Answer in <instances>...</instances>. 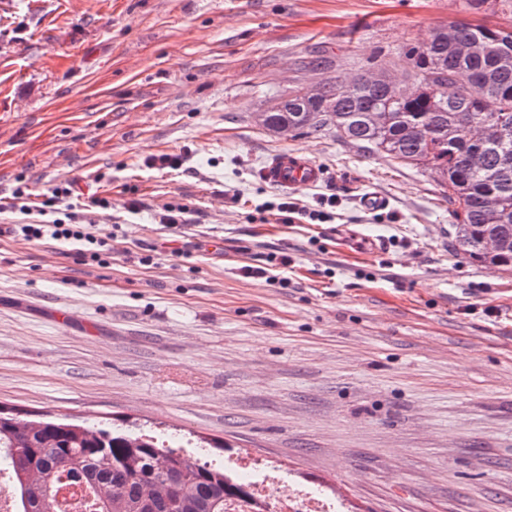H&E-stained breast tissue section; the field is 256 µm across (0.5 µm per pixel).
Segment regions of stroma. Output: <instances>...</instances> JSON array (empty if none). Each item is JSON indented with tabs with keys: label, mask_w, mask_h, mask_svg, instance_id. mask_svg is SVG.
Instances as JSON below:
<instances>
[{
	"label": "stroma",
	"mask_w": 512,
	"mask_h": 512,
	"mask_svg": "<svg viewBox=\"0 0 512 512\" xmlns=\"http://www.w3.org/2000/svg\"><path fill=\"white\" fill-rule=\"evenodd\" d=\"M465 17L505 22L465 0H0V225L39 219L17 185L37 204L76 180L110 202L77 222L122 227L106 268L0 237V406L246 458L349 512H512V272L459 250L429 170L255 118L374 57L403 77L407 43ZM284 151L325 181L262 180ZM285 199L328 219L282 222ZM169 203L200 249L142 263Z\"/></svg>",
	"instance_id": "stroma-1"
}]
</instances>
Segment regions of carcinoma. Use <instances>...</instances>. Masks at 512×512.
<instances>
[{"label":"carcinoma","instance_id":"cac0c4a2","mask_svg":"<svg viewBox=\"0 0 512 512\" xmlns=\"http://www.w3.org/2000/svg\"><path fill=\"white\" fill-rule=\"evenodd\" d=\"M422 53L407 45L416 95L397 97L388 76L326 77L318 99L291 92L267 129L321 135L434 172L455 209V241L469 258L512 270V33L460 19L436 30ZM472 45L462 54L458 47ZM496 238L494 253L482 241ZM0 448L10 449L22 512H51L61 473L84 479L93 512H224L243 485L146 433L60 419L23 420L0 409Z\"/></svg>","mask_w":512,"mask_h":512}]
</instances>
